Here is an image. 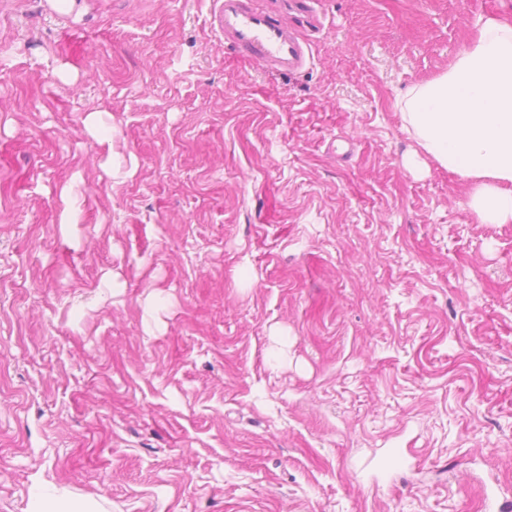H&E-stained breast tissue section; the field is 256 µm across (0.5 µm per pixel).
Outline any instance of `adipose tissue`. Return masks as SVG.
<instances>
[{
    "instance_id": "obj_1",
    "label": "adipose tissue",
    "mask_w": 512,
    "mask_h": 512,
    "mask_svg": "<svg viewBox=\"0 0 512 512\" xmlns=\"http://www.w3.org/2000/svg\"><path fill=\"white\" fill-rule=\"evenodd\" d=\"M446 72L396 103L421 152L467 180L484 224H512V19L478 17Z\"/></svg>"
}]
</instances>
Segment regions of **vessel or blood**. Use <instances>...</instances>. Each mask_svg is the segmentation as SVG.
Here are the masks:
<instances>
[{"instance_id": "1", "label": "vessel or blood", "mask_w": 512, "mask_h": 512, "mask_svg": "<svg viewBox=\"0 0 512 512\" xmlns=\"http://www.w3.org/2000/svg\"><path fill=\"white\" fill-rule=\"evenodd\" d=\"M218 30L241 52L269 70L298 73L310 59L302 33L316 19V0H285L283 10H273L256 0H214Z\"/></svg>"}]
</instances>
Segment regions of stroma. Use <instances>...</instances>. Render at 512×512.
Returning <instances> with one entry per match:
<instances>
[{"mask_svg": "<svg viewBox=\"0 0 512 512\" xmlns=\"http://www.w3.org/2000/svg\"><path fill=\"white\" fill-rule=\"evenodd\" d=\"M319 9L286 75L211 0H0V512L512 501V224L395 105L512 0ZM29 512H97L92 501H65L45 486H37L32 490Z\"/></svg>", "mask_w": 512, "mask_h": 512, "instance_id": "obj_1", "label": "stroma"}]
</instances>
